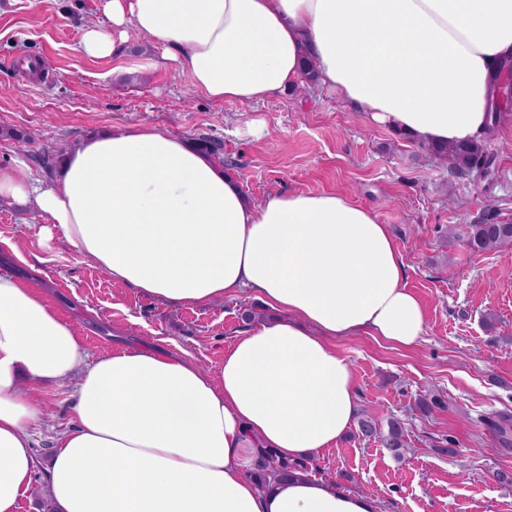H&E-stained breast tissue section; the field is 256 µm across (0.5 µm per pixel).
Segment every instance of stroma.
<instances>
[{
  "mask_svg": "<svg viewBox=\"0 0 512 512\" xmlns=\"http://www.w3.org/2000/svg\"><path fill=\"white\" fill-rule=\"evenodd\" d=\"M103 0H0V165L21 158V174L43 185L60 167L45 153L72 150L115 128L152 127L191 143L221 144L215 158L247 200L274 193H344L388 225L404 283L427 313L421 340L400 347L372 336L336 339L352 366L361 413L399 420L406 451L394 458L349 430L333 448L304 460L308 476L375 499L378 512H512V444H500L489 417L512 416V245L474 254L463 237L479 222L512 224V111L481 139L487 174L455 175L424 145L370 122L315 82L259 103H216L162 60L163 49L132 37L126 51L156 67L126 71L116 59L83 55L87 27L107 26ZM51 67V78L30 62ZM261 121L262 138L250 135ZM47 221L0 205V253L12 272L44 289L90 356L128 346L186 351L217 370L240 332L274 318L250 293L208 307L171 305L113 281ZM74 383L38 395L31 427L36 467L16 512H45L47 468L56 438L73 428ZM429 412H421V402ZM454 446L456 456L443 449Z\"/></svg>",
  "mask_w": 512,
  "mask_h": 512,
  "instance_id": "1",
  "label": "stroma"
}]
</instances>
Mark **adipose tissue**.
I'll return each mask as SVG.
<instances>
[{
	"mask_svg": "<svg viewBox=\"0 0 512 512\" xmlns=\"http://www.w3.org/2000/svg\"><path fill=\"white\" fill-rule=\"evenodd\" d=\"M104 13L112 27L85 30L87 56L139 69L124 45L152 39L217 103L278 97L309 61L353 111L426 145L480 137L512 60V0H105ZM0 202L41 212L47 236L157 300L205 307L247 291L281 313L235 337L214 374L147 348L92 360L0 257V512H15L36 465L30 391L72 378L76 423L48 469L55 512H376L300 473L260 489L236 455L295 462L349 429L358 393L334 339L423 336L371 210L338 193L253 204L207 154L149 127L86 138L48 187L0 166Z\"/></svg>",
	"mask_w": 512,
	"mask_h": 512,
	"instance_id": "adipose-tissue-1",
	"label": "adipose tissue"
}]
</instances>
